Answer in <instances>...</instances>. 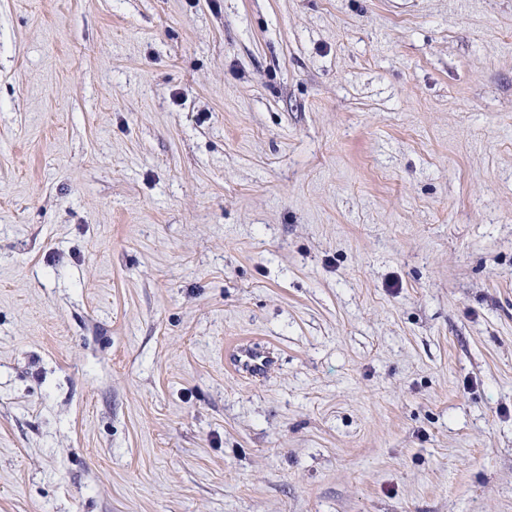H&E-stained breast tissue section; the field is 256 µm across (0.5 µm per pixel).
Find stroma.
<instances>
[{
	"label": "stroma",
	"instance_id": "stroma-1",
	"mask_svg": "<svg viewBox=\"0 0 512 512\" xmlns=\"http://www.w3.org/2000/svg\"><path fill=\"white\" fill-rule=\"evenodd\" d=\"M0 512H512V0H0ZM227 356L235 370L242 377L248 379L263 377L273 363L270 352H264L245 344H236L228 348Z\"/></svg>",
	"mask_w": 512,
	"mask_h": 512
}]
</instances>
